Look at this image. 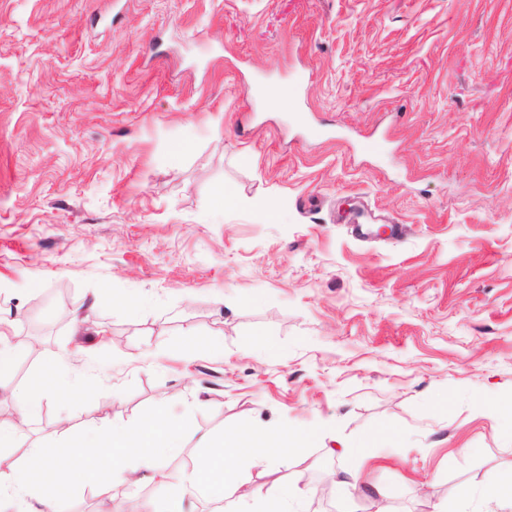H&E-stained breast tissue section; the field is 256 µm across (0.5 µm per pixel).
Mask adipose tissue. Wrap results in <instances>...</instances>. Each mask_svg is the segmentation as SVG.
I'll return each mask as SVG.
<instances>
[{"label": "adipose tissue", "mask_w": 512, "mask_h": 512, "mask_svg": "<svg viewBox=\"0 0 512 512\" xmlns=\"http://www.w3.org/2000/svg\"><path fill=\"white\" fill-rule=\"evenodd\" d=\"M63 383L74 390L89 386L86 378L67 380L48 371L25 386L1 391V396L13 401L18 421L0 431V442L20 444L25 425L40 411L38 395L54 392ZM317 434L314 427H283L265 433L228 430L222 456L205 455L192 467L172 472L164 465L166 455L195 431L187 421L169 417L167 410L148 411L122 429L105 421L55 447L29 449L21 461L0 451V503H10L18 512H58L72 492V465L98 459L101 452L108 451L112 463L93 482L103 499H111L113 488L119 485L152 484L168 490L170 496L147 502L144 512H183L184 499L204 495L231 501L238 512H291L290 504L299 496V489L277 481L251 487L245 474L253 468H269L274 462L287 463L298 449L313 443Z\"/></svg>", "instance_id": "adipose-tissue-1"}]
</instances>
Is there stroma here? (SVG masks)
Masks as SVG:
<instances>
[{
    "label": "stroma",
    "mask_w": 512,
    "mask_h": 512,
    "mask_svg": "<svg viewBox=\"0 0 512 512\" xmlns=\"http://www.w3.org/2000/svg\"><path fill=\"white\" fill-rule=\"evenodd\" d=\"M0 331L10 384L90 382L14 457L165 403L217 439L322 426L274 476L356 468L333 512H487L512 461V0H0ZM156 494L79 474L61 512Z\"/></svg>",
    "instance_id": "1"
}]
</instances>
